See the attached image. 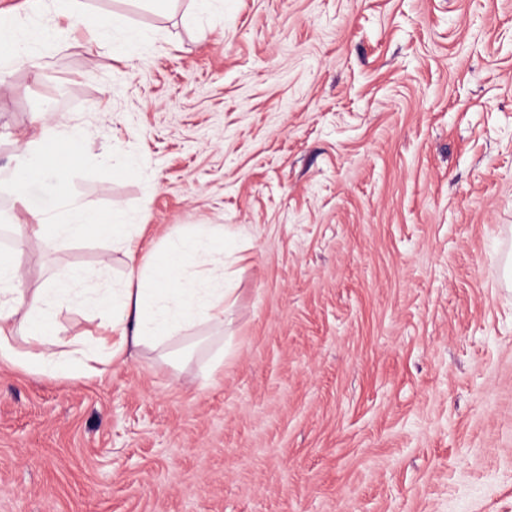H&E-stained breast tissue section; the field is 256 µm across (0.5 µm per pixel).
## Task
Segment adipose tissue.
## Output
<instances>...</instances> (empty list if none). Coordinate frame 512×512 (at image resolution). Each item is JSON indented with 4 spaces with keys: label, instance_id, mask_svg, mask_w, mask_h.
I'll return each instance as SVG.
<instances>
[{
    "label": "adipose tissue",
    "instance_id": "obj_1",
    "mask_svg": "<svg viewBox=\"0 0 512 512\" xmlns=\"http://www.w3.org/2000/svg\"><path fill=\"white\" fill-rule=\"evenodd\" d=\"M51 23L47 36L59 37L71 27L84 25L89 46L105 49L109 46L108 29L125 26L122 16L103 20L86 19L80 0H51ZM36 52L28 36L17 31L5 18H0V67L34 64ZM62 116L43 120L25 143L22 153L27 162L16 169L11 181L16 199L27 208L33 222L32 230L44 235L47 245L60 248L70 240L98 231L107 235L117 233L125 242H133L139 234L136 225L124 223L120 211H113L109 220L85 208L79 201L66 203V223H47L43 212L30 208L27 187L43 177H63L71 169L70 161L50 160L44 150L49 141L61 140ZM204 267L211 282L205 294L182 285L183 274L190 265ZM93 274L83 271L78 275L57 276L51 287L26 293L17 267L0 262V357L17 358L40 364L53 374L74 372L93 376L104 371L112 359L130 355L142 348H151L164 339L177 337L185 328L200 320L216 326L224 324V304L231 293L224 286L223 236H187L167 250L163 264L152 276H138L137 285L125 289L119 298L100 296L96 304L104 315V336L99 339L107 356H99L86 346L73 343L68 349L54 350L50 338L55 323L50 315L53 307L79 299L75 281L92 279ZM23 333L28 347L17 353L11 341L15 333Z\"/></svg>",
    "mask_w": 512,
    "mask_h": 512
}]
</instances>
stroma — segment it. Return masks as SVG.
<instances>
[{
	"label": "stroma",
	"instance_id": "obj_1",
	"mask_svg": "<svg viewBox=\"0 0 512 512\" xmlns=\"http://www.w3.org/2000/svg\"><path fill=\"white\" fill-rule=\"evenodd\" d=\"M83 2L127 26L8 72L0 225L62 113L80 162L34 204L143 231L6 258L31 291L122 288L220 229L231 298L95 377L0 358V512H512V0ZM55 319L101 332L86 304Z\"/></svg>",
	"mask_w": 512,
	"mask_h": 512
}]
</instances>
